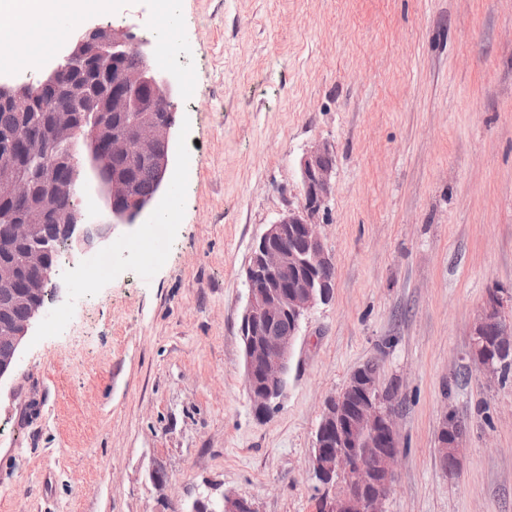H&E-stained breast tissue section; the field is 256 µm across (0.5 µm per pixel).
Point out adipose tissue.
Segmentation results:
<instances>
[{
    "instance_id": "ef3b65f1",
    "label": "adipose tissue",
    "mask_w": 512,
    "mask_h": 512,
    "mask_svg": "<svg viewBox=\"0 0 512 512\" xmlns=\"http://www.w3.org/2000/svg\"><path fill=\"white\" fill-rule=\"evenodd\" d=\"M92 0H0V12L9 14V25L0 27V43L7 44L31 36L38 21L76 18Z\"/></svg>"
}]
</instances>
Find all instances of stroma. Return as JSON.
I'll return each mask as SVG.
<instances>
[{
  "mask_svg": "<svg viewBox=\"0 0 512 512\" xmlns=\"http://www.w3.org/2000/svg\"><path fill=\"white\" fill-rule=\"evenodd\" d=\"M155 10L103 0L0 67L18 79L26 58L39 77L77 27L108 23L154 41L158 70L175 59L186 73L163 191L107 240L67 249L0 380V512H192L223 491L259 512H317L322 404L375 358L401 434L386 512H512V376L487 380L468 357L491 291L512 319V0ZM321 141L335 146L319 216L335 286L302 326L286 398L260 418L242 361L244 270ZM169 200L170 239L139 260ZM101 253L111 271L83 288ZM447 413L466 426L456 474L437 449Z\"/></svg>",
  "mask_w": 512,
  "mask_h": 512,
  "instance_id": "obj_1",
  "label": "stroma"
}]
</instances>
